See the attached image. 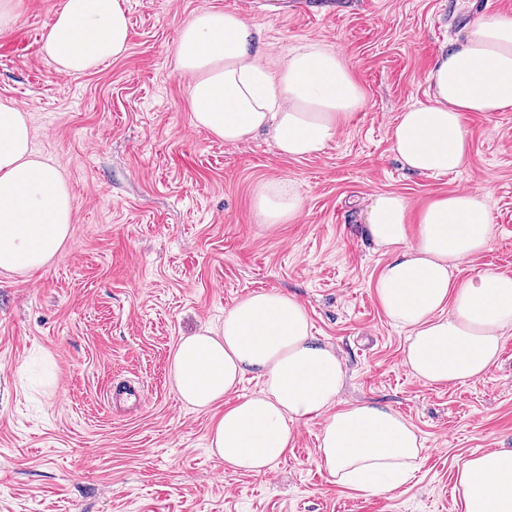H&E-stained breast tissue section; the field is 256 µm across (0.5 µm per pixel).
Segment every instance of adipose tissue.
<instances>
[{"label":"adipose tissue","mask_w":512,"mask_h":512,"mask_svg":"<svg viewBox=\"0 0 512 512\" xmlns=\"http://www.w3.org/2000/svg\"><path fill=\"white\" fill-rule=\"evenodd\" d=\"M128 40L122 0H64L39 51L76 75L122 55ZM255 46L253 25L236 12L204 10L182 24L174 58L192 77L196 126L228 144L264 134L291 158L321 153L364 103L347 62L314 42L271 75ZM426 80L430 99L400 113L392 151L414 173L445 175L467 159L464 113L512 108V16L471 23L462 41L439 50ZM253 209L271 229L295 220L302 198L289 180L264 181L254 188ZM72 214L70 189L35 154L24 110L0 101V273L47 266L70 236ZM492 222L478 192L440 196L416 212L394 193L368 198L366 234L388 256L376 297L391 324L406 331L404 364L425 384L481 378L512 331L511 275L453 277L485 248ZM170 373L180 400L196 410L223 404L247 375L261 377V391L238 395L210 428L209 447L227 468L266 473L291 448L296 427L317 418L316 464L338 486L378 495L409 482L422 460L423 440L398 412L370 402L339 407L342 364L286 294L250 292L218 330L182 338ZM455 489L461 512H512V449L465 459Z\"/></svg>","instance_id":"1"}]
</instances>
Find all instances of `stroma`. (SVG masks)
<instances>
[{
	"mask_svg": "<svg viewBox=\"0 0 512 512\" xmlns=\"http://www.w3.org/2000/svg\"><path fill=\"white\" fill-rule=\"evenodd\" d=\"M62 2L14 0L0 36V100L24 106L35 152L73 196L72 232L51 263L0 274V512H459L460 461L512 448V332L482 378H414L406 333L375 294L387 257L365 234V205L379 191L415 211L486 193L490 239L455 277L512 275V110L466 113L469 153L455 173H411L391 150L397 117L428 101L434 57L477 0H286L276 14L265 0H123L127 51L80 75L38 52ZM204 9L244 14L272 71L307 43L337 48L362 109L323 152L299 159L261 134L228 145L197 127L173 52L182 22ZM285 178L302 211L261 229L253 189ZM259 290L305 307L342 363L340 404L373 401L418 430L426 452L407 484L368 496L332 483L315 463L319 418L296 427L264 474L212 455L222 409L179 399L170 356Z\"/></svg>",
	"mask_w": 512,
	"mask_h": 512,
	"instance_id": "obj_1",
	"label": "stroma"
}]
</instances>
